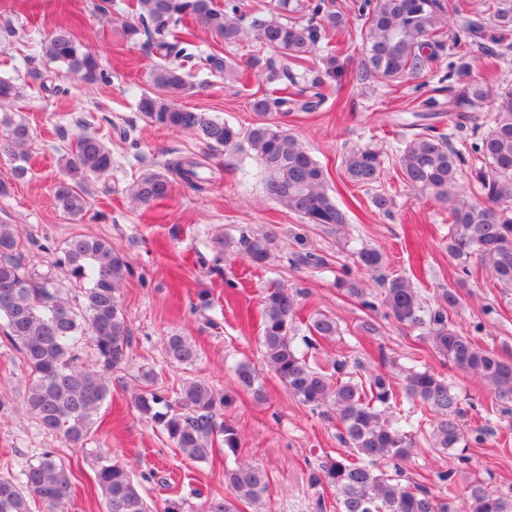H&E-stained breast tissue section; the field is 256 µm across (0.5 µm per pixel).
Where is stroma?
<instances>
[{"label":"stroma","instance_id":"1","mask_svg":"<svg viewBox=\"0 0 512 512\" xmlns=\"http://www.w3.org/2000/svg\"><path fill=\"white\" fill-rule=\"evenodd\" d=\"M60 27L95 51L103 80L90 84L60 74L55 64L35 57L31 31L47 34ZM196 43L201 55L251 62L250 79L228 83L223 76L199 72L182 106L242 129L250 127L258 120L252 101L264 89L260 69L270 48L248 41L227 47L205 31ZM321 48L341 49L343 75L328 89L321 108L293 113L288 127L325 168L328 191L349 218L344 235L307 223L270 200L255 162L235 151L215 152L211 164L216 179L206 190L178 187L159 205L145 209L133 204L129 188L140 175L164 170L171 159L202 150L192 135L152 125L138 112L139 96L151 88L155 58L143 46L123 41L115 25L96 13L92 0H0V77L17 78L21 94L10 109L29 126L34 156L30 173L18 181L9 159L0 153V180L9 186L0 195V224L20 225L19 246L27 265L51 272L68 297L76 295L77 287L54 265L62 241L74 234L110 241L129 264L120 301L133 336L130 356L113 368L111 397L81 452L44 431L22 410L28 369L0 335V473L19 474L41 449H55L71 474L66 512H104L91 455L97 448L135 473L157 512L172 500L182 502L184 512H199L204 495L221 488L225 468L244 460L269 475L262 512H336L333 490L311 486L308 476L312 466L345 453L340 427L325 409H312L291 396L261 355V301L269 286L283 285L302 288L304 313L320 311L339 324V336L309 350L310 360L326 367L344 357L375 367L384 358L396 373L410 367L430 370L458 394L467 424L490 423L493 433L486 442L465 450L471 463L457 468L455 499L468 496L476 486L512 490V430L490 417L495 399L489 387L437 353L422 330L380 314L375 317L377 332H363L368 310L335 285L343 267L353 266L357 248L379 249L386 273L416 276L427 298H434L437 289L457 288L459 303L449 310V320L473 335L481 348L512 358V290L500 287L474 260L470 276L461 277L460 263L446 247L445 206L414 197L397 163L396 149L409 134L412 112L447 74L448 60L440 58L418 80L387 85L358 80L363 51L354 38L340 40L330 32ZM122 128L127 131L123 137L118 134ZM85 131L103 136L111 148L112 176L89 180L91 209L82 221L73 222L53 198L60 176L55 148ZM354 144L371 145L382 153L383 175L375 188L354 184L345 173L343 154ZM378 192L392 197L391 213L373 206ZM244 234L273 235L268 263H249L238 244ZM298 251L322 256L324 266L293 264ZM202 293L210 299L205 308L198 302ZM172 335L196 345L199 359L194 366L169 361L163 341ZM243 362L255 368L264 401L238 386L234 369ZM191 379L207 381L227 397L218 417L239 431L237 452L217 444L207 460L185 461L133 404L140 390H177ZM397 411L409 419L416 443L403 465L404 478L442 494L436 474L456 467L455 452L430 447L431 413L404 398Z\"/></svg>","mask_w":512,"mask_h":512}]
</instances>
